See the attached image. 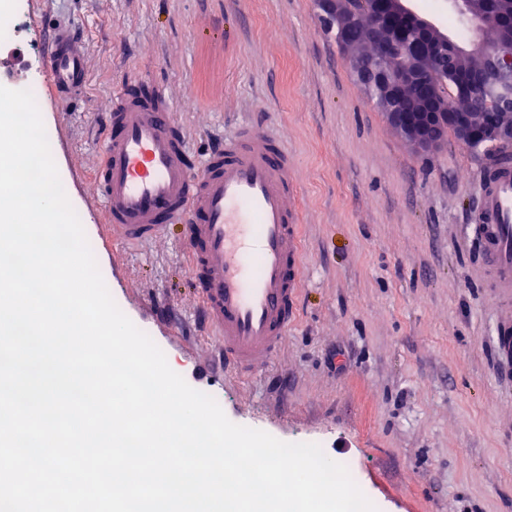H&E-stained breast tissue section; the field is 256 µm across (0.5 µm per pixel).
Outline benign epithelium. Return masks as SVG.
<instances>
[{
	"label": "benign epithelium",
	"mask_w": 512,
	"mask_h": 512,
	"mask_svg": "<svg viewBox=\"0 0 512 512\" xmlns=\"http://www.w3.org/2000/svg\"><path fill=\"white\" fill-rule=\"evenodd\" d=\"M512 0H451L473 32L470 48L488 64L484 86L470 92L463 106H450L433 90L411 111L403 100L415 96L432 68L442 69L466 52L448 32L418 14L410 0H372L366 55L349 63L359 81L380 103L389 125L407 142L430 150L453 130L471 148L512 145V16L503 21L500 4ZM325 18L343 30L364 25L346 0H320Z\"/></svg>",
	"instance_id": "7a95c632"
}]
</instances>
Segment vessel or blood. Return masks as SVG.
Instances as JSON below:
<instances>
[{
  "label": "vessel or blood",
  "instance_id": "vessel-or-blood-1",
  "mask_svg": "<svg viewBox=\"0 0 512 512\" xmlns=\"http://www.w3.org/2000/svg\"><path fill=\"white\" fill-rule=\"evenodd\" d=\"M44 69L61 109L75 105L87 68L72 24L55 28ZM94 182L102 220L124 242L149 243L179 226L220 359L239 375L267 367L296 317L304 277L287 149L243 126L194 160L165 92L124 87L112 97ZM475 229L491 287L512 297V162L488 169Z\"/></svg>",
  "mask_w": 512,
  "mask_h": 512
}]
</instances>
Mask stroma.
Listing matches in <instances>:
<instances>
[{
	"instance_id": "1",
	"label": "stroma",
	"mask_w": 512,
	"mask_h": 512,
	"mask_svg": "<svg viewBox=\"0 0 512 512\" xmlns=\"http://www.w3.org/2000/svg\"><path fill=\"white\" fill-rule=\"evenodd\" d=\"M0 77L25 84L59 16L87 46L81 101L39 110L65 193L119 309L235 424L353 461L377 512H512V301L490 288L473 226L487 162L447 135L421 151L349 68L316 0H28ZM166 91L201 157L250 123L298 171L304 282L264 371L228 377L175 242L102 236L93 170L113 95Z\"/></svg>"
}]
</instances>
